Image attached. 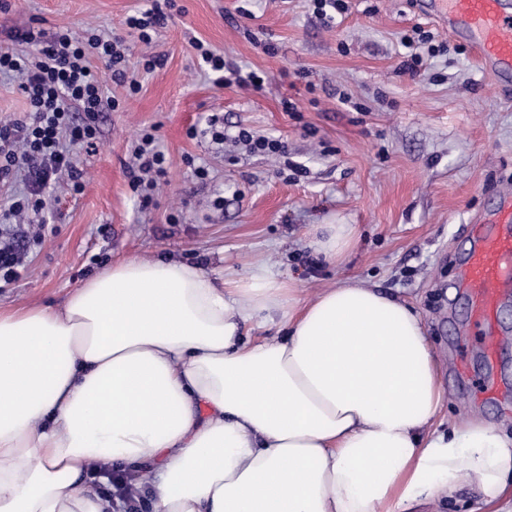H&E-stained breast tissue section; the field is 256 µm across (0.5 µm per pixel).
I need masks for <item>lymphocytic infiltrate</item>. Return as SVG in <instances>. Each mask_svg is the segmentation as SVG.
I'll return each mask as SVG.
<instances>
[{
    "mask_svg": "<svg viewBox=\"0 0 512 512\" xmlns=\"http://www.w3.org/2000/svg\"><path fill=\"white\" fill-rule=\"evenodd\" d=\"M175 7L174 0H153L150 8L125 19L126 32L122 35L93 31L77 36L63 30L48 39L31 27L9 31V39L19 48L0 51V75L15 77L27 109L24 118L0 124V181L22 178L27 190L11 198L7 210L0 212L1 223L41 213L50 189L59 180H67L74 193H81L85 172L78 166L74 152L79 148L95 149L99 114L121 107L119 99L105 94V80L124 86L131 95L142 88L137 73L131 72L128 65L127 36L151 43L153 32L167 23ZM25 44L32 46V53L22 52ZM192 45L214 85L233 83L260 90L267 84V76L242 72L202 41L193 40ZM77 108L84 114L79 122L73 116ZM209 132L218 144L231 139L254 152L283 158L288 155L286 142L255 135L243 127L228 134L216 116L209 121ZM125 173L142 204L150 205L154 190L167 174V158L156 147L152 133L142 135Z\"/></svg>",
    "mask_w": 512,
    "mask_h": 512,
    "instance_id": "1",
    "label": "lymphocytic infiltrate"
}]
</instances>
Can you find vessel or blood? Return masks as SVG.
I'll return each mask as SVG.
<instances>
[{
    "instance_id": "vessel-or-blood-1",
    "label": "vessel or blood",
    "mask_w": 512,
    "mask_h": 512,
    "mask_svg": "<svg viewBox=\"0 0 512 512\" xmlns=\"http://www.w3.org/2000/svg\"><path fill=\"white\" fill-rule=\"evenodd\" d=\"M418 12L434 9L452 32L467 36L492 74L512 73V13L502 0H416ZM470 300L471 322L488 355H495L501 300L512 291V198L501 197L476 231L459 274Z\"/></svg>"
}]
</instances>
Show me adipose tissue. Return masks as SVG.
<instances>
[{
	"instance_id": "obj_1",
	"label": "adipose tissue",
	"mask_w": 512,
	"mask_h": 512,
	"mask_svg": "<svg viewBox=\"0 0 512 512\" xmlns=\"http://www.w3.org/2000/svg\"><path fill=\"white\" fill-rule=\"evenodd\" d=\"M355 239L311 244L336 262ZM444 401L408 302L128 256L58 307L0 311V512H116L93 458L154 465L150 512H512V431L443 424Z\"/></svg>"
}]
</instances>
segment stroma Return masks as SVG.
Segmentation results:
<instances>
[{"label": "stroma", "instance_id": "35a3bbf8", "mask_svg": "<svg viewBox=\"0 0 512 512\" xmlns=\"http://www.w3.org/2000/svg\"><path fill=\"white\" fill-rule=\"evenodd\" d=\"M324 25L310 0H177L182 11L152 45L132 41L130 68L143 54L165 63L141 74L138 94L106 82L121 99L98 117L95 151L77 150L88 173L82 193L56 184L34 223L14 225L26 248L20 278L0 280L4 309L57 305L123 255L162 256L211 271L250 273L265 263L291 273L305 297L340 280L415 304L445 366L443 419L477 414L512 429V297L498 311V354L488 362L466 314L456 268L470 246L467 226L500 196L512 195V92L501 91L460 42L418 15L412 0H348ZM149 0H10L0 26L39 20L59 30H120ZM249 17L237 16V8ZM432 32L443 53L419 77L402 67L401 38ZM277 48L268 54L250 34ZM198 38L247 71L266 74L261 91L219 88L200 70ZM296 109L284 111L282 99ZM288 142V158L242 144L189 138L208 115ZM154 129L168 175L149 206L132 191L124 164L142 131ZM204 162L207 181L190 160ZM316 224H354L353 248L337 264L311 246ZM504 393L478 396L476 381Z\"/></svg>", "mask_w": 512, "mask_h": 512}]
</instances>
